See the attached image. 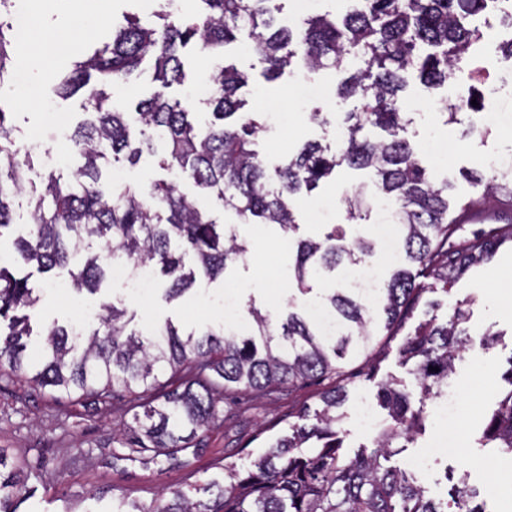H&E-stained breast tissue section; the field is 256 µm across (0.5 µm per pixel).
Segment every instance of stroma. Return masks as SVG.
<instances>
[{
    "mask_svg": "<svg viewBox=\"0 0 512 512\" xmlns=\"http://www.w3.org/2000/svg\"><path fill=\"white\" fill-rule=\"evenodd\" d=\"M163 3L164 0H32L40 35L13 36L10 78L7 86L0 88V108L10 114L15 141L22 143L32 138L37 149L54 150L64 177H72L80 160L65 151V138L56 129L55 116L65 114L74 125L85 119L86 109L81 96L58 97L49 72L69 70L72 62L87 56L91 47L109 42L113 28L128 18L153 21ZM36 54L44 56L45 66H33L32 57ZM222 63L247 77L245 87L237 93L245 111L263 114L267 119L266 128L257 138V149L271 168L285 163L306 143L336 146L339 133L335 123L313 121L314 108L343 113L359 106L357 100L336 97L337 77L330 71L312 74L296 63L279 79L267 81L259 56L243 38L225 48ZM307 78L323 87L324 97L318 104L303 102L296 89L297 81ZM472 94L478 95L482 105L503 116L492 134L483 139L464 135L461 126L446 124L435 106L440 97L464 99ZM406 96L411 122L405 138L416 146L424 142L452 146L448 154L424 159L436 181L450 184L451 204L470 201L479 205L487 201V193L473 188L465 176L485 171L495 158L512 155V85L503 84L492 95L462 72L456 80L435 90L410 79ZM102 171L107 178L122 172L128 182L173 180L171 173L160 167L158 157L147 154L134 166L121 155L109 158ZM367 180L366 171L345 168L320 182L317 189L297 195L292 201L299 224L297 237L323 238L334 224L345 225L351 235H370L373 225L382 218L381 212L351 224L341 202L343 195ZM175 182L178 190L201 210L221 223L235 226L238 237L250 245L246 257L229 264L223 277L200 282L196 289L173 300L166 298L168 283L162 278L140 298L125 294L110 281L97 293L77 294L62 286L67 272H59L52 281L39 272H31L29 285L40 301L30 319L29 351H37L52 322L78 321L88 312L99 311L108 300L123 301L136 310L134 325L144 331L168 320L185 331L222 326L223 302L228 294L237 298L239 319L234 330L241 334L249 333L253 327L249 307L273 318L286 309L297 294L293 280L295 252L280 249L283 234L279 227L266 226L264 236L255 237L251 224L225 209L216 196L190 180ZM432 298L440 303L437 315L442 320L456 302L469 301L473 333H493L497 341L487 348L472 347L457 362L453 378L465 388V409L450 426L454 441L447 455L432 463L419 482L430 497L443 498L449 488V468H463L470 471V481L480 490L488 512H512V455L493 453L476 442L487 414L506 386L504 374L512 366V242L503 245L491 263L455 283L450 293L436 292ZM423 318L422 312H415L394 335L378 334L373 349L344 360L343 367L351 379L342 408L346 454L371 445L374 439L373 433L361 430L356 417L360 402H374L376 381L391 376L405 388L413 387L412 377L400 362L398 346ZM318 391V385L307 384L272 401L259 399L242 405L224 426L204 434L202 452L184 466L113 458V438L121 428L120 411L87 401L54 400L20 381L0 382V448L28 465L17 512H116L125 499L148 501L158 493L183 489L190 483L222 480L224 472L218 469V462L246 465L263 455L270 443L287 431L289 413L314 404Z\"/></svg>",
    "mask_w": 512,
    "mask_h": 512,
    "instance_id": "1",
    "label": "stroma"
}]
</instances>
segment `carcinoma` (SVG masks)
I'll return each mask as SVG.
<instances>
[{
	"mask_svg": "<svg viewBox=\"0 0 512 512\" xmlns=\"http://www.w3.org/2000/svg\"><path fill=\"white\" fill-rule=\"evenodd\" d=\"M200 2L204 12L195 18L164 9L154 25L128 21L113 33L112 42L56 78V93L62 98L82 93L92 116L68 136L69 150L84 163L68 181L53 170L44 174L26 231L14 240L17 263L34 265L43 274L65 270L75 292L95 293L114 255L132 268L147 264L165 277L169 300L202 279L224 275L228 264L249 252L232 228L202 213L172 183L102 180L101 164L109 155L124 151L135 165L159 146L162 168L175 169L215 193L249 223L275 224L286 233L298 228L288 204L291 196L314 190L341 167L368 171L371 195L391 206L401 254L416 266L414 272L394 270L380 288L388 330L408 318L424 294L449 293L456 281L490 262L500 245L512 240L511 216L462 236L464 225L448 220V183L437 184L401 136L405 74H417L426 89L448 82L485 38L477 20L488 0H358L339 23L320 15L294 29L276 30L277 0ZM238 33L246 34L269 80L298 60L310 71L341 74L336 94L356 98L360 106L345 113L335 151L307 144L288 163L268 171L254 149L264 121L239 112L243 103L237 92L246 79L232 67H217L205 81L209 112H190L169 96L168 89L185 80L181 51L190 41L219 58ZM148 60L157 86L137 103L134 132L126 113L112 107L108 90L121 87ZM11 61V40L0 24L1 87ZM477 114L469 100L447 107V121L465 120L466 134L484 136L487 130L474 119ZM370 127L387 137L368 138ZM32 173L33 155L15 147L0 108V238L13 227L11 202L33 184ZM469 179L487 193L512 200V173L494 170L488 178L472 174ZM373 250L372 240L348 239L336 230L319 240L299 241L294 265L299 293H310L312 278L321 272L355 269ZM38 301L28 277L0 264V317L21 312L12 317L8 337L0 343V380L21 378L56 400L75 395L95 404H119L128 417L120 442L132 454L151 452L158 458L171 456L172 449H191L196 455L203 434L226 421L218 409L221 400L231 395L272 399L287 388L329 382L315 406L293 415L288 432L262 456L247 466L226 463L224 482L193 487L204 496L194 500L175 490L149 502L123 501L116 512H486L475 503L465 470L449 499L437 503L406 471L387 465L396 441L425 428L424 400L448 385L456 361L472 346L461 304L446 321L433 315L404 337L400 358L409 366L416 392L393 378L379 382L377 396L391 424L376 435L370 451L349 457L342 451L339 428L349 378L338 361L351 349L369 348L375 333L367 302L346 283L323 303L337 321L333 337L293 302L276 337L268 317L253 306L254 326L247 336L226 334L222 326L184 334L169 321L144 335L129 328L136 312L105 303L98 323L83 326L78 336L71 325L49 326L44 354L31 365L23 337L30 335L29 312ZM506 383L478 443L512 454V368ZM23 483V468L9 463L0 448V512H7L6 503Z\"/></svg>",
	"mask_w": 512,
	"mask_h": 512,
	"instance_id": "carcinoma-1",
	"label": "carcinoma"
}]
</instances>
